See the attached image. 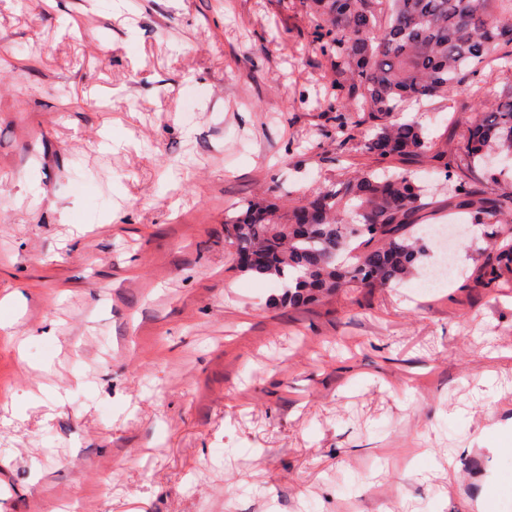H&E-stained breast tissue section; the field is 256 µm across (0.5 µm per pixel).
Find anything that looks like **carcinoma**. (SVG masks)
Here are the masks:
<instances>
[{
    "label": "carcinoma",
    "mask_w": 512,
    "mask_h": 512,
    "mask_svg": "<svg viewBox=\"0 0 512 512\" xmlns=\"http://www.w3.org/2000/svg\"><path fill=\"white\" fill-rule=\"evenodd\" d=\"M303 0L308 37L336 71L333 137L350 141L366 126L363 152L384 163L319 189L286 213L274 198L248 200L224 215L240 272L280 282V302L304 305L347 288H389L427 256L419 216L431 205L418 167L444 176L448 210L492 227L477 279L498 285L512 273V242L498 226L512 217V177L494 168L512 158V0ZM505 63L498 91L484 70ZM471 101L473 121L457 150L417 121H400L403 102L438 96ZM362 114L359 120L353 119ZM477 180L490 186L478 194ZM268 258L256 263L253 255Z\"/></svg>",
    "instance_id": "cac0c4a2"
}]
</instances>
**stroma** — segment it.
Listing matches in <instances>:
<instances>
[{"label":"stroma","instance_id":"35a3bbf8","mask_svg":"<svg viewBox=\"0 0 512 512\" xmlns=\"http://www.w3.org/2000/svg\"><path fill=\"white\" fill-rule=\"evenodd\" d=\"M300 0H0V512H512V281L288 307L224 214L351 174ZM456 147L467 113L403 103ZM113 140L103 151V137Z\"/></svg>","mask_w":512,"mask_h":512}]
</instances>
